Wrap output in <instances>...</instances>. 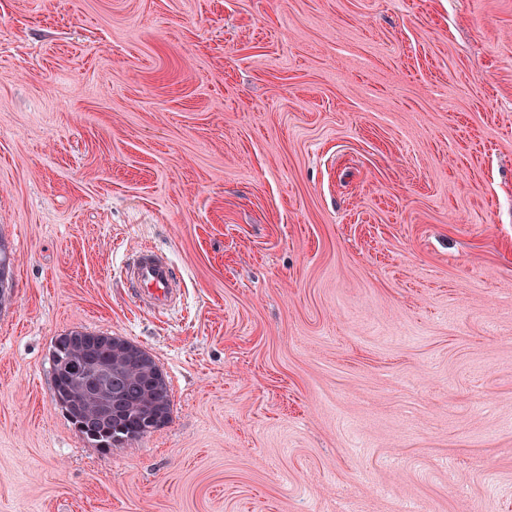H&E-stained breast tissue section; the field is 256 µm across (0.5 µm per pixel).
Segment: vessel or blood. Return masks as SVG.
Segmentation results:
<instances>
[{"label": "vessel or blood", "instance_id": "obj_1", "mask_svg": "<svg viewBox=\"0 0 512 512\" xmlns=\"http://www.w3.org/2000/svg\"><path fill=\"white\" fill-rule=\"evenodd\" d=\"M125 275L145 306L163 309L172 304L173 271L162 255L149 249L135 250L125 267Z\"/></svg>", "mask_w": 512, "mask_h": 512}]
</instances>
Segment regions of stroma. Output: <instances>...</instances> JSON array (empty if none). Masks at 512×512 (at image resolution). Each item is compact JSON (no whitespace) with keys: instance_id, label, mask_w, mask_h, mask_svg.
<instances>
[{"instance_id":"stroma-1","label":"stroma","mask_w":512,"mask_h":512,"mask_svg":"<svg viewBox=\"0 0 512 512\" xmlns=\"http://www.w3.org/2000/svg\"><path fill=\"white\" fill-rule=\"evenodd\" d=\"M0 239V512H512V0H0ZM73 330L169 423L83 441ZM125 275L145 306L164 309L173 303V271L162 255L150 249L135 250L125 267ZM88 334L89 333L84 331H74L71 332V335L68 336V340L70 344L73 345L75 348L83 350L86 353H89L91 349L98 347H108L112 349V345L120 346V344L123 342V339L117 336L96 334L97 342L95 346L90 349L86 346Z\"/></svg>"}]
</instances>
